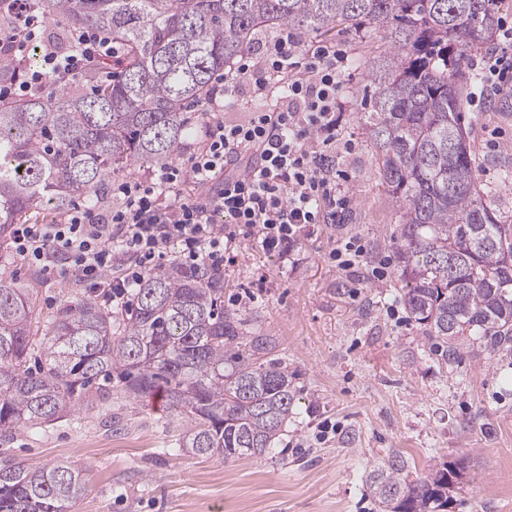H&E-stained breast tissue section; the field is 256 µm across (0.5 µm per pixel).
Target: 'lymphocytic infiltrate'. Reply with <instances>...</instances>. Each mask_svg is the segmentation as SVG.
Masks as SVG:
<instances>
[{
    "mask_svg": "<svg viewBox=\"0 0 512 512\" xmlns=\"http://www.w3.org/2000/svg\"><path fill=\"white\" fill-rule=\"evenodd\" d=\"M7 12L12 22L0 38L13 56L39 53L40 64L0 83L1 100L91 67L111 81L123 51L107 32L71 29L72 50L65 54L47 38L49 22L37 0H7ZM499 35L497 49L473 67L483 98L512 86V21L500 22ZM347 71L344 50L279 30L260 58L241 56L217 76L201 105L206 120L192 152L142 177L113 181L112 207L79 205L52 224L15 225L14 256L42 266L48 278L76 277L116 309L127 305L147 271L174 255L186 265L218 266L255 235L263 250L294 262L307 227L349 209L350 175L339 163L345 144L336 120ZM242 86L257 106L225 121ZM188 185L193 194H185ZM174 244L179 253H171ZM130 255L135 265H126Z\"/></svg>",
    "mask_w": 512,
    "mask_h": 512,
    "instance_id": "lymphocytic-infiltrate-1",
    "label": "lymphocytic infiltrate"
}]
</instances>
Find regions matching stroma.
Returning a JSON list of instances; mask_svg holds the SVG:
<instances>
[{
  "label": "stroma",
  "mask_w": 512,
  "mask_h": 512,
  "mask_svg": "<svg viewBox=\"0 0 512 512\" xmlns=\"http://www.w3.org/2000/svg\"><path fill=\"white\" fill-rule=\"evenodd\" d=\"M349 55L352 77L339 113L354 147L351 209L344 223L318 224L289 266L249 242L224 271V304L245 306L250 327L268 336L269 356L295 376L298 400L281 440L265 457L229 461L179 452V420L165 397L121 405L112 425L102 407L79 421L20 429L0 440V459L42 468L68 461L82 469L86 493L68 512H380L366 486L394 456L424 472L463 463L450 512H512V353L474 346L454 364L430 349L401 300L395 237L398 215L378 178L359 122L369 106L365 62L387 42L367 30L327 34ZM473 155L493 209L512 224V94L463 104ZM358 237L362 262L341 271L329 255ZM0 282L32 289L34 336L67 302L75 283L46 279L0 239Z\"/></svg>",
  "instance_id": "1"
}]
</instances>
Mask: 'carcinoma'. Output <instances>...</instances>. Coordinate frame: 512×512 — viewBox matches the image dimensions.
Here are the masks:
<instances>
[{
    "label": "carcinoma",
    "instance_id": "carcinoma-1",
    "mask_svg": "<svg viewBox=\"0 0 512 512\" xmlns=\"http://www.w3.org/2000/svg\"><path fill=\"white\" fill-rule=\"evenodd\" d=\"M502 0H40L68 31H108L125 49L117 77L85 71L49 95L0 102V237L34 208L95 197L106 177L172 157L215 75L259 34L343 25L385 34L387 55L360 120L379 178L397 207L401 301L427 343L453 363L476 342L512 351V226L486 202L467 142L462 101L468 53L492 45ZM33 55L0 49V81ZM33 289L0 282V436L69 416L93 399L165 393L184 422L179 450L262 457L298 397L270 340L224 306V272L172 264L144 275L130 309L92 297L68 305L30 336ZM459 464L412 474L400 456L366 477L386 512H448ZM86 491L82 470L0 463V512H67Z\"/></svg>",
    "mask_w": 512,
    "mask_h": 512
}]
</instances>
